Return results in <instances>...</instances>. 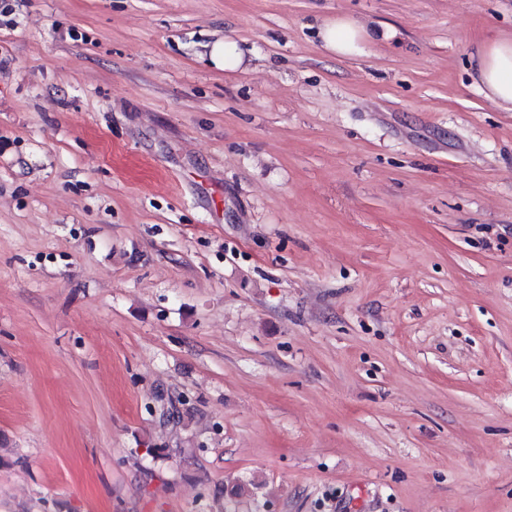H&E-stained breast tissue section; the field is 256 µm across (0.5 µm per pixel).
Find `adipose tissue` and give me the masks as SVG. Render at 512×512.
<instances>
[{"label":"adipose tissue","mask_w":512,"mask_h":512,"mask_svg":"<svg viewBox=\"0 0 512 512\" xmlns=\"http://www.w3.org/2000/svg\"><path fill=\"white\" fill-rule=\"evenodd\" d=\"M318 35L323 49L339 57L359 55L361 44L368 37L358 20L344 17L324 20ZM472 61L476 87L498 108L512 112V37L477 44Z\"/></svg>","instance_id":"ef3b65f1"}]
</instances>
